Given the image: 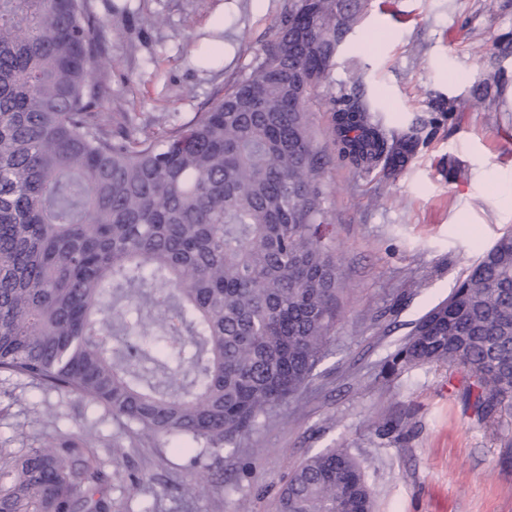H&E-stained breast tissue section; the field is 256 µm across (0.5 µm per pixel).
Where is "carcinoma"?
<instances>
[{"label":"carcinoma","instance_id":"obj_1","mask_svg":"<svg viewBox=\"0 0 512 512\" xmlns=\"http://www.w3.org/2000/svg\"><path fill=\"white\" fill-rule=\"evenodd\" d=\"M311 2L313 27L297 17ZM367 0H291L248 77L162 136L112 129L87 0H0V372L63 389L137 434L223 460L309 384L341 278L321 232L306 107ZM332 136L395 174L418 145L345 97ZM460 366L479 421L512 417V233L471 265L389 362ZM0 512H112L95 448L0 452ZM277 512H373L360 465H299Z\"/></svg>","mask_w":512,"mask_h":512}]
</instances>
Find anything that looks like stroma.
Masks as SVG:
<instances>
[{"mask_svg":"<svg viewBox=\"0 0 512 512\" xmlns=\"http://www.w3.org/2000/svg\"><path fill=\"white\" fill-rule=\"evenodd\" d=\"M104 53L94 75L115 129L158 135L245 79L288 0H88ZM359 97L387 131H420L395 176L351 169L331 139L334 101ZM324 161L327 230L343 290L299 401L203 469L74 395L0 373V448L90 438L120 446L112 512H276L289 474L345 448L374 512H512V423H479L462 369L387 363L417 320L512 230V0H369L328 79L306 101Z\"/></svg>","mask_w":512,"mask_h":512,"instance_id":"1","label":"stroma"}]
</instances>
